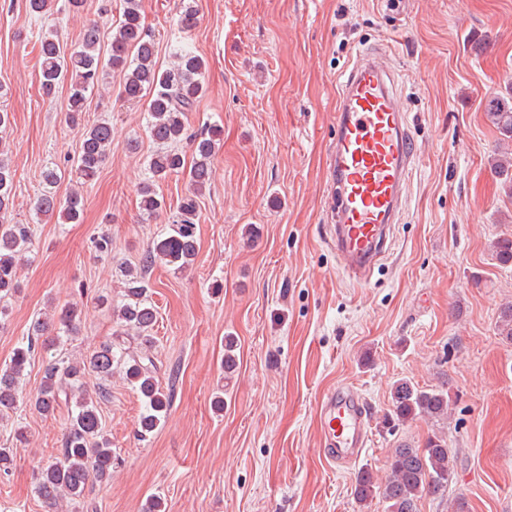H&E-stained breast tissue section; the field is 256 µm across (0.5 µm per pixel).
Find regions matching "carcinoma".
Segmentation results:
<instances>
[{
    "label": "carcinoma",
    "instance_id": "cac0c4a2",
    "mask_svg": "<svg viewBox=\"0 0 512 512\" xmlns=\"http://www.w3.org/2000/svg\"><path fill=\"white\" fill-rule=\"evenodd\" d=\"M205 69V60L186 46L177 50L171 67L163 69L157 65L153 38L142 21L140 0H123L105 60L101 56V31L95 22L84 26L68 47L53 32L43 34L40 39L41 89L50 97L60 85H68L66 117L69 122L76 124L81 120L87 94L102 84L108 70L124 73L121 98L129 103L145 104L146 131L158 149L148 160L150 177L140 188V208L144 215L154 218L163 211L164 199L157 196L154 185L168 176L186 175L191 190V195L181 202L177 219L169 225L164 238L142 255L138 268L124 269L123 295L113 310L120 328L116 335L125 330L135 332L140 339L141 354L119 351L116 343L109 339L101 342L86 358H55L46 365L38 391L25 397L19 391V381L48 329L47 320L37 318L26 340L13 350L9 363L0 368V418L17 413L24 405L43 415L53 414L63 405L71 409L61 440L60 457L41 467L36 477V492L49 509L62 497L78 501L92 478L102 480L112 468V442L103 429L98 410L99 402L107 400L109 392L101 385L96 395H90L84 385L86 376L94 375L105 381L112 377L113 368L124 369L127 381L145 404L138 430L142 438L158 429L170 408L171 395L159 384L156 364L149 352L157 316L150 300L146 273L158 264L181 269L197 256L193 196L201 193L210 182L222 135L217 125L198 133L188 132V115L206 91ZM485 113L504 138L512 139V98L488 99ZM184 145L191 150L189 165L182 151ZM111 146L112 125L108 121H97L86 127L74 159L73 187L65 198H60L56 190L60 175L53 167L44 170V189L37 199V213L56 214L65 224L80 223L84 199L79 186L97 177ZM13 185L8 148L0 144L1 329L5 328L9 317L8 303L18 292L17 267L33 235L30 225L13 224L8 220L15 196ZM494 253L500 263H511L512 238L498 239ZM52 321L64 336H76L81 328L82 310L76 304L65 306ZM452 404L446 383L424 388L409 380H400L391 388L390 414L384 417V422L404 424L417 419L446 422L451 416ZM456 468L457 456L448 448V439L441 433L429 437L421 448L400 443L391 449L385 477L380 478L367 468L359 472L354 496L361 504L381 498L385 512H418L417 503L423 495H442L448 491Z\"/></svg>",
    "mask_w": 512,
    "mask_h": 512
}]
</instances>
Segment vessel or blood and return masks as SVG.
<instances>
[{
    "label": "vessel or blood",
    "mask_w": 512,
    "mask_h": 512,
    "mask_svg": "<svg viewBox=\"0 0 512 512\" xmlns=\"http://www.w3.org/2000/svg\"><path fill=\"white\" fill-rule=\"evenodd\" d=\"M389 55L383 45L358 52L337 97L326 166L336 211L326 239L340 269L362 283L390 247L418 154L394 73L385 63ZM369 416L366 400L352 386L340 384L323 395L318 428L329 462L359 458L368 444Z\"/></svg>",
    "instance_id": "vessel-or-blood-1"
}]
</instances>
